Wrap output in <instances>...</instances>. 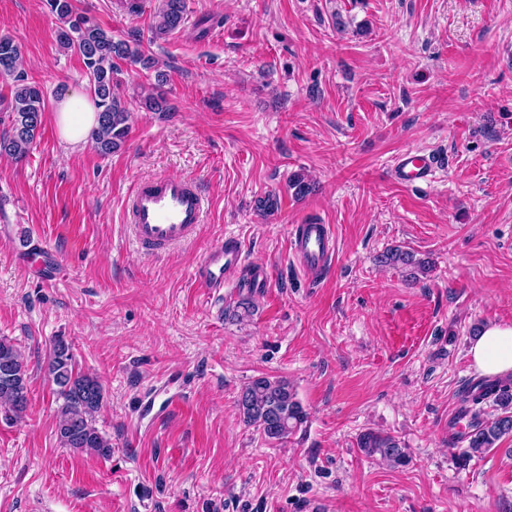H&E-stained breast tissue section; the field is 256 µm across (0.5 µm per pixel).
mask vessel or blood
I'll list each match as a JSON object with an SVG mask.
<instances>
[{"label": "vessel or blood", "mask_w": 512, "mask_h": 512, "mask_svg": "<svg viewBox=\"0 0 512 512\" xmlns=\"http://www.w3.org/2000/svg\"><path fill=\"white\" fill-rule=\"evenodd\" d=\"M436 167L433 154L410 150L395 159L393 172L399 183L416 187L428 183ZM204 209L205 199L194 181L173 176L138 183L128 203L134 238L151 253L190 242ZM290 247L305 270H321L335 253L332 229L327 224L294 225ZM240 276L255 288L267 287L269 282L267 269L246 266L240 246L231 238L210 247L194 270L198 287L212 294Z\"/></svg>", "instance_id": "vessel-or-blood-1"}]
</instances>
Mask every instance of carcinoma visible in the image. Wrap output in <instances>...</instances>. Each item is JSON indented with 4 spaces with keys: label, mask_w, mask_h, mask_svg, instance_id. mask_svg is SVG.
Masks as SVG:
<instances>
[{
    "label": "carcinoma",
    "mask_w": 512,
    "mask_h": 512,
    "mask_svg": "<svg viewBox=\"0 0 512 512\" xmlns=\"http://www.w3.org/2000/svg\"><path fill=\"white\" fill-rule=\"evenodd\" d=\"M60 25L56 37L60 45L76 51L83 59L98 109V125L91 132L97 150L110 154L124 144L130 130L131 112L113 91L114 60L124 59L138 64L145 71L156 67L154 58L141 49L133 48L112 33L92 24L74 10L71 0H47ZM184 0H162L154 38L159 39L179 29L184 23ZM21 45L12 37L0 36V79L13 81L9 112L10 127L0 134V155L17 160L26 157L41 128L46 97L41 86L29 82L17 71ZM139 104L147 112H165L168 102L160 84L139 86ZM380 262L409 269L416 277L429 270L427 262L414 253L389 249L380 255ZM48 374L56 386L57 435L62 447L80 453H92L107 458L112 443L95 426L94 414L103 401L99 380L76 370L71 346L63 339L56 340L49 352ZM462 415L469 417V431L462 440L467 442L463 454L471 457L492 448L496 441L512 435V380L480 378L464 384L460 391ZM28 373L18 349L0 338V403L17 416L26 410ZM498 407L499 413L487 410L488 404ZM243 422L255 427L270 442L283 443L308 418L290 382L284 378L261 376L248 383L237 399ZM358 448L369 457L377 456L392 466H405L410 456L400 440L388 434L366 431L359 435Z\"/></svg>",
    "instance_id": "carcinoma-1"
}]
</instances>
